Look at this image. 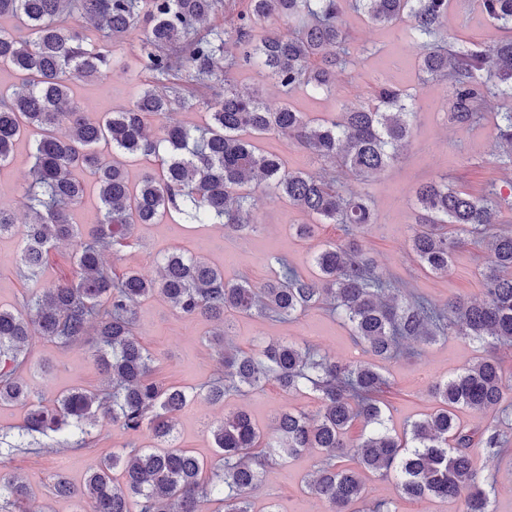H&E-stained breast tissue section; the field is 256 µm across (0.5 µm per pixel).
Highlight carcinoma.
<instances>
[{"mask_svg":"<svg viewBox=\"0 0 512 512\" xmlns=\"http://www.w3.org/2000/svg\"><path fill=\"white\" fill-rule=\"evenodd\" d=\"M450 0H352L368 23L388 27L405 21L406 35L423 48L418 79L445 89L448 122L464 131L481 124L490 100L511 107L495 113L499 158L512 165V35L497 36L491 53L447 33ZM234 5L235 20L221 27L210 19ZM481 14L496 32H512V0H481ZM0 70L17 80L0 93V166L16 143L31 135L35 163L27 190L28 220L0 206V235L21 237L18 273L40 276L46 255L59 242L73 246V279L35 288L26 313L0 308V403L28 407L21 440L3 454L59 451L84 441L97 416L149 444L133 440L112 452L74 486L53 478L55 494L89 504L91 512H204L213 501L223 512H253L251 492L285 458L317 448L319 470L305 486L330 512H397L390 501L362 509L367 480L396 474L410 500H458L461 512H491L472 453L512 454V411L498 408L502 371L495 351L512 348V227L494 230L499 214L512 210V189L492 186L480 195L430 180L415 192L417 224L410 248L421 268L448 274L454 254L470 241H487L480 271L483 298L437 305L394 287L378 270L360 236L377 223L373 202L349 191L346 179L367 181L396 162L410 146L416 100L392 82L376 84L366 99L341 102L335 120H315L286 103L275 110L231 83L228 72L263 67L285 94L297 89L332 94L355 63L341 0H0ZM270 18L288 22L259 40L254 30ZM91 25L101 34L86 33ZM141 67L149 79L132 105L91 116L73 98L75 78H112L115 65ZM178 106L204 107L202 127L163 125L146 133L147 121ZM280 134L321 163L318 173L290 170L281 156L259 147ZM153 157L158 167L129 184L125 162ZM90 171L100 213L83 230L69 208L85 195L74 173ZM265 182L273 200L284 199L312 219L295 224L300 239L321 224L340 226L345 238L328 241L312 256L315 274L300 275L279 256L275 276L256 287L230 282L201 257L173 251L158 264L159 276L134 270L112 275L105 253L132 246L131 229L174 213L185 224H220L244 235L257 229L252 181ZM161 296L181 315L217 323L209 345L224 372L195 392L163 386L153 377L154 358L135 334V307ZM326 305L351 329L354 342L381 360L403 353L405 342L432 343L461 336L486 344L488 354L450 379L432 382L436 409L391 432L374 394L385 377L373 363L340 361L307 345L271 340L255 351L224 346L225 328L239 314L288 321ZM93 336L94 356L107 376L99 390L73 389L54 399L36 397L21 376L30 342L59 345ZM287 392L310 391L320 400L312 417L279 411L265 430L243 407L209 428L217 457L208 462L179 445L173 420L195 398L224 405L267 382ZM464 408L498 413L484 426L466 427ZM362 425L352 438L350 428ZM60 438L49 442V433ZM354 466L343 468L337 459ZM30 482L0 483V512H25Z\"/></svg>","mask_w":512,"mask_h":512,"instance_id":"carcinoma-1","label":"carcinoma"}]
</instances>
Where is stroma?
I'll return each mask as SVG.
<instances>
[{"label": "stroma", "instance_id": "obj_1", "mask_svg": "<svg viewBox=\"0 0 512 512\" xmlns=\"http://www.w3.org/2000/svg\"><path fill=\"white\" fill-rule=\"evenodd\" d=\"M344 20L352 45L360 54L349 74L340 77L335 95H314L300 89L283 96L275 80L259 68L235 70L230 77L241 88L259 94L269 107H278L287 100L308 116L328 119L336 116L339 100L368 97L377 78L384 77L410 89L418 109L412 120L409 154L369 181L351 184L355 192L369 195L375 204L378 222L365 230V240L380 271L395 287L438 304L456 297L481 298L483 285L479 270L487 256L485 244L472 243L461 248L447 276L437 277L420 270L410 251L409 235L417 220L415 190L419 183L445 178L456 188L473 194L493 185L506 188L512 180V167L499 161L494 123L489 120L466 131L456 130L449 124L446 93L440 86L418 81L420 48L402 37L401 25L375 27L349 9L344 12ZM448 33L464 42L483 45L489 44L493 35L478 6L466 5L465 0H453ZM143 81L144 75L139 70L125 73L117 69L111 80L105 82H76L74 94L89 112L119 111L132 104ZM32 164V144L25 139L16 145L10 162L0 167V206L11 209L19 217L26 213L24 187ZM254 214L258 230L245 236L199 224L183 225L176 232L167 220L135 225L133 245L118 253H107L106 265L117 271L132 268L152 277L156 274L158 257L184 249L223 269L227 280L245 278L258 285L273 274L267 263L270 255L285 256L299 273L308 276L313 272L312 254L325 240L340 236L339 229L328 224L319 227L310 239L296 238L289 227L305 222V215L288 203L269 200L261 191L256 194ZM19 259V237L0 236V307L20 308L23 297L36 284H50L73 273L71 250L65 244L51 250L48 263L35 283L17 276ZM136 315L137 334L157 358L156 380L194 389L221 371L219 358L207 341L212 323L185 318L157 296L139 302ZM269 339L308 342L339 360L370 359L369 354L354 344L349 327L325 309L286 322L239 316L224 342L248 350ZM409 347V354L379 364L392 384L386 398L393 406L390 425L398 431L432 411L434 399L429 385L433 379L452 377L486 353L483 344L457 336L430 344L413 341ZM27 356L24 377L35 392L45 397L53 398L75 388L94 390L105 382L90 340L62 347L36 339L29 345ZM239 406L248 409L255 421L265 427L281 409L300 408L313 414L319 402L305 392H283L271 382L248 396L228 397L220 407L199 399L185 407L176 419L175 433L180 445L198 456L211 458L214 447L208 424L222 420L226 411ZM92 435L95 443L90 448L41 456L23 453L10 456L0 464V477L28 478L35 492L31 504L37 512H77L74 500L51 491V476L61 470L71 483L82 484L103 454L124 447L130 440L123 430L102 422L95 425ZM321 459V453L311 449L275 467L252 494L254 512H265L271 500L279 512H327L326 505L303 488ZM473 465L481 479L494 488L493 512H512V455L491 457L478 450L473 455ZM367 499L393 501L399 512H459L461 507L457 501L401 498L392 475L370 478Z\"/></svg>", "mask_w": 512, "mask_h": 512}]
</instances>
